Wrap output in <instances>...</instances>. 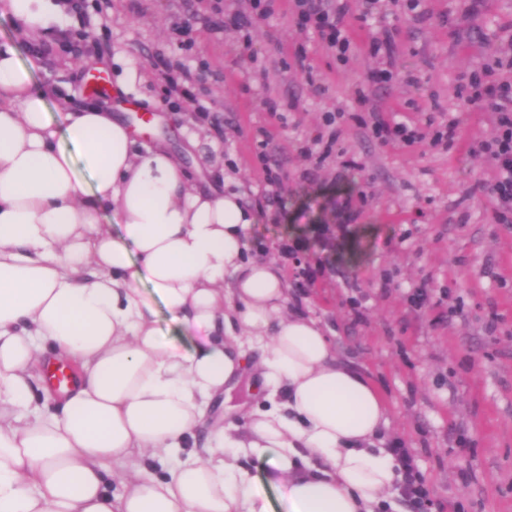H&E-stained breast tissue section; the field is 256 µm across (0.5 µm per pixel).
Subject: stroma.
<instances>
[{
	"instance_id": "stroma-1",
	"label": "stroma",
	"mask_w": 512,
	"mask_h": 512,
	"mask_svg": "<svg viewBox=\"0 0 512 512\" xmlns=\"http://www.w3.org/2000/svg\"><path fill=\"white\" fill-rule=\"evenodd\" d=\"M85 0L55 32L83 30L86 58L48 55L33 79L85 96L93 76L159 120L147 132L182 157L202 184H238L257 221L247 258L281 263L289 298L321 321L337 358L361 369L385 398V436L401 443L431 490L426 512H512V217L496 218L494 163L483 145L491 113L462 111L461 85L496 54L512 0H482L476 25L466 0H404L383 23L352 0V45L339 60L299 29L295 0H272L265 18L213 30L212 0ZM188 36L177 27L189 13ZM395 30L390 80L368 44ZM180 62L197 77L194 107L170 109L164 72ZM366 100H358L356 88ZM280 102L268 112L266 100ZM405 121L406 144L372 132L375 118ZM459 118L454 148L436 130ZM334 138L331 150L316 137ZM282 181L271 184L267 169ZM305 249L282 258L283 244ZM326 266L307 283L302 271ZM424 291L416 307L411 297Z\"/></svg>"
}]
</instances>
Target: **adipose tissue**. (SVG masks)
<instances>
[{"instance_id":"adipose-tissue-1","label":"adipose tissue","mask_w":512,"mask_h":512,"mask_svg":"<svg viewBox=\"0 0 512 512\" xmlns=\"http://www.w3.org/2000/svg\"><path fill=\"white\" fill-rule=\"evenodd\" d=\"M54 10L0 0L28 37ZM40 67L0 42V512H271L270 488L287 512H396L388 407L289 310L279 264L246 259L242 193L196 185L108 103L66 88L48 111ZM62 360L47 412L32 371ZM248 370L265 402L225 420ZM157 326L160 328L164 337L185 348L190 347V339L182 332V330L172 323L164 308H158Z\"/></svg>"}]
</instances>
